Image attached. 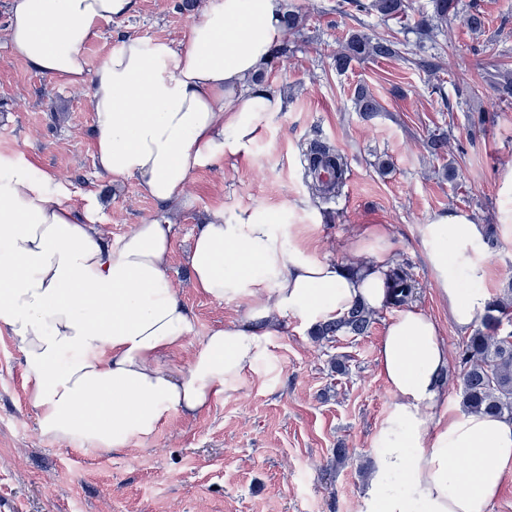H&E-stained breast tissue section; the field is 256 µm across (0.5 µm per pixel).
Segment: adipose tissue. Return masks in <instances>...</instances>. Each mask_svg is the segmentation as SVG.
<instances>
[{"mask_svg": "<svg viewBox=\"0 0 512 512\" xmlns=\"http://www.w3.org/2000/svg\"><path fill=\"white\" fill-rule=\"evenodd\" d=\"M135 0H11L13 55L68 85L90 84L94 163L111 182L136 179L160 208L120 242L100 227L94 195L71 203L68 183L0 163V333L20 352L41 437L115 452L151 439L170 411L192 417L235 390L270 354L283 321L311 328L358 303L384 309L390 235L369 227L358 272L286 245L262 206L214 214L186 255L191 286L243 315L212 328L187 364L195 316L169 280L174 222L201 167L247 156L284 111L252 84L285 36L283 0H209L184 45L126 35L96 69L84 44ZM426 259L454 324L468 329L491 295L483 228L448 212L422 229ZM377 361L393 400L357 512H488L512 473V420L444 404L448 349L433 318L406 306L386 324Z\"/></svg>", "mask_w": 512, "mask_h": 512, "instance_id": "ef3b65f1", "label": "adipose tissue"}]
</instances>
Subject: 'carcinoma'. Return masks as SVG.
Wrapping results in <instances>:
<instances>
[{"label":"carcinoma","mask_w":512,"mask_h":512,"mask_svg":"<svg viewBox=\"0 0 512 512\" xmlns=\"http://www.w3.org/2000/svg\"><path fill=\"white\" fill-rule=\"evenodd\" d=\"M358 12H376L388 22L401 20L407 15L406 0H350ZM434 14L417 22L412 30L422 42L434 36L436 23L448 19L456 9L455 0H433ZM399 54V43L389 38H371L364 34L349 37L344 49L335 56L336 69L347 70L352 62L390 58ZM353 104L355 111L366 118L382 111V105L364 86L356 88ZM304 155L311 159L306 176L311 178L314 195L323 197L326 189L317 182L316 171L321 163L334 169L335 189H340L347 178L348 165L344 157L327 144L314 140ZM418 283L410 270L396 265L389 275V301L391 308L411 303L417 294ZM375 322V311L363 304L354 305L341 319L319 326L312 333L314 339L333 343L338 336H364ZM512 322V284L503 294L495 297L491 310L485 314L477 328L467 336L456 350V363L460 376V407L468 413H481L512 420V331L505 324Z\"/></svg>","instance_id":"1"}]
</instances>
